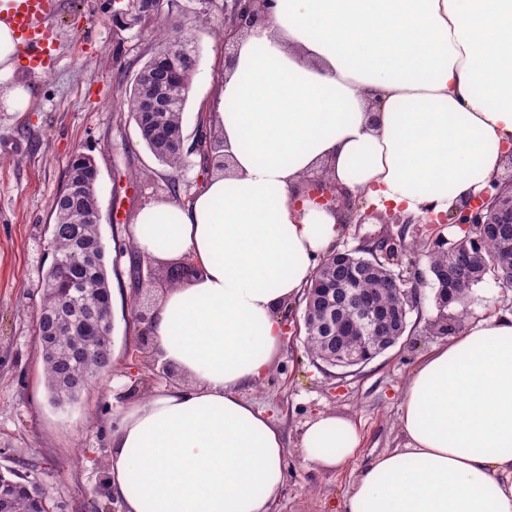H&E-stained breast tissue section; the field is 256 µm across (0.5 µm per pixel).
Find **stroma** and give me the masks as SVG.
Masks as SVG:
<instances>
[{
  "label": "stroma",
  "mask_w": 512,
  "mask_h": 512,
  "mask_svg": "<svg viewBox=\"0 0 512 512\" xmlns=\"http://www.w3.org/2000/svg\"><path fill=\"white\" fill-rule=\"evenodd\" d=\"M52 22L56 38L51 71L29 74L35 86L29 108H0V473L13 471L39 483L51 496L53 512H95L105 499L98 478L106 469L112 431L121 413L147 398L130 393L153 353L134 358L140 325L133 318L137 298L130 274L129 229L149 204L168 199L170 177H177L181 198L191 197L215 172L196 146L213 138L201 122L211 83L194 82L183 120L185 161L178 172L158 162L141 143L125 102V93L155 47L149 27L126 29L113 14L131 0H63ZM161 14L194 40L196 70L218 74L224 61V0H163ZM91 156L98 168L100 230L108 260L116 261L111 278L112 356L115 370L99 379L74 404L54 406L48 396L34 333L40 303L38 281L52 263L47 243L54 222L52 202L64 184L71 156ZM400 246L391 268L405 278L422 276L420 303L409 317L405 335L366 365L330 368L314 361L298 334L303 304L286 310L288 332L282 351L245 397L280 426L287 449L286 481L277 512H339L359 472L382 452L398 447L399 407L421 358L444 344L435 333V291L427 281L426 257L415 243L451 247L460 234L453 224L382 223L346 225L335 248L372 247L386 236ZM512 309V287L493 277L473 286L467 322ZM467 322L458 323L464 332ZM336 415L358 425L362 445L337 470L306 461L299 438L317 413Z\"/></svg>",
  "instance_id": "stroma-1"
}]
</instances>
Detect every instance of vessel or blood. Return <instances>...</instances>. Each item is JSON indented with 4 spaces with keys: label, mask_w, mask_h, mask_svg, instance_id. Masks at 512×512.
Listing matches in <instances>:
<instances>
[{
    "label": "vessel or blood",
    "mask_w": 512,
    "mask_h": 512,
    "mask_svg": "<svg viewBox=\"0 0 512 512\" xmlns=\"http://www.w3.org/2000/svg\"><path fill=\"white\" fill-rule=\"evenodd\" d=\"M61 8L62 0H11L5 20L20 38L29 69H48L56 51L52 20Z\"/></svg>",
    "instance_id": "b4317fda"
}]
</instances>
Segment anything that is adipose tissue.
<instances>
[{
	"instance_id": "1",
	"label": "adipose tissue",
	"mask_w": 512,
	"mask_h": 512,
	"mask_svg": "<svg viewBox=\"0 0 512 512\" xmlns=\"http://www.w3.org/2000/svg\"><path fill=\"white\" fill-rule=\"evenodd\" d=\"M243 36L204 114L230 163L186 204L145 207L137 251L191 258L150 325L158 365L182 380L130 407L111 436L109 494L122 512H274L286 479L280 428L243 391L270 371L284 312L339 236L307 178L324 169L380 211L447 214L501 171L512 148V0H270ZM19 41L0 22V102ZM401 447L357 476L341 512H512V312L501 311L415 367ZM352 422L320 413L306 460L343 466Z\"/></svg>"
}]
</instances>
